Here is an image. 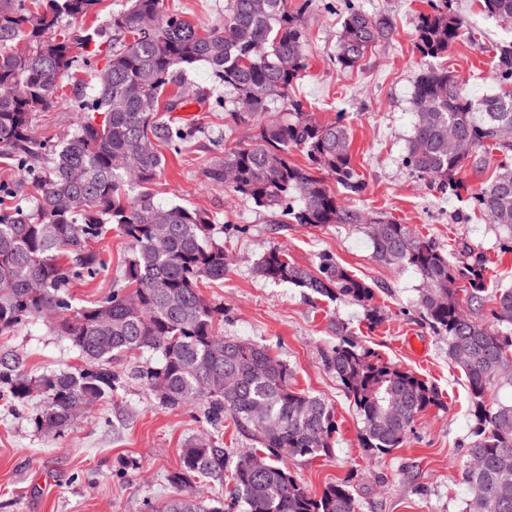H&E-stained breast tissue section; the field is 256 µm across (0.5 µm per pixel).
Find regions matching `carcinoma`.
<instances>
[{"label":"carcinoma","instance_id":"obj_1","mask_svg":"<svg viewBox=\"0 0 512 512\" xmlns=\"http://www.w3.org/2000/svg\"><path fill=\"white\" fill-rule=\"evenodd\" d=\"M102 0H0V154L13 157L36 182L33 209L7 200L21 185H0V333L48 316L57 335L70 341L83 365L30 377L0 373L9 397L38 399L35 424L48 434L61 432L90 399L114 395L127 380L145 385L165 408L200 409L219 432L229 415L261 451L231 460L221 438L183 449L180 469L168 473L176 490L166 512H357L347 483L311 495L291 475L288 463L329 454L336 433L334 409L321 397L297 390L288 365L266 347L224 336V305L202 287L224 279V242L212 234L210 216L181 205L160 207L146 188L160 176L165 159L158 146L173 151L191 128L170 116L184 107L177 92L160 102L165 90L181 84L197 64L209 66L213 86L200 100L221 102L231 95L227 118L248 125L282 104L287 117L260 126L255 143L236 146L216 158L209 178L228 184L257 206L276 208L294 224H367L374 258L392 268L410 267L423 282L421 307L430 326L448 337V357L465 375L476 424L467 456L481 468H465L470 491L466 512H512V404L487 400L488 389L512 370V288L495 291L490 321L479 316L490 291L482 260L466 242L451 256L417 236L407 225L345 204L331 184L353 195L365 184L351 162L350 129L342 117L322 123L289 88L306 70L305 2L227 0L224 19L203 29L180 15L162 11V0H130L112 15L108 30L71 34L65 19H84ZM491 17L512 21V0H483ZM148 19L152 30L142 29ZM463 22L450 0H439L420 15L416 47L438 58L462 36ZM393 19L346 6L333 60L345 71L368 51L392 39ZM119 46L106 56L110 80L93 67L95 93L73 94L80 113L74 134L60 144L31 134L37 113L62 98V79L83 61L92 63L102 44ZM500 92L471 98L460 79L445 68L418 75L412 97L414 130L405 164L421 179L451 193L466 168L481 173L492 146L512 155L500 132L512 128V47L501 50ZM154 145L147 146L149 140ZM302 152L307 166L290 161ZM82 181L73 179L75 171ZM140 189L132 195L134 189ZM471 202L490 223L512 230V164L502 163L471 193ZM117 228L131 244L122 279L112 293L76 308L67 293L75 280L104 270L91 240ZM255 274L288 283L330 300L368 309L374 288L329 253L309 269L268 248ZM159 354L158 364L124 373L112 370V357ZM363 423L362 445L379 454L399 448L416 417L437 404L438 393L415 373L380 358L371 349L343 339L326 355ZM219 485L234 483L229 503L201 500L187 491L189 478Z\"/></svg>","mask_w":512,"mask_h":512}]
</instances>
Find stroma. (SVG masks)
<instances>
[{"instance_id":"obj_1","label":"stroma","mask_w":512,"mask_h":512,"mask_svg":"<svg viewBox=\"0 0 512 512\" xmlns=\"http://www.w3.org/2000/svg\"><path fill=\"white\" fill-rule=\"evenodd\" d=\"M357 2L367 12L393 17L392 40L358 68L341 71L331 55L343 0H313L304 15L308 67L290 96L310 104L324 122L344 113L352 131V163L366 184L351 205L409 225L446 251L468 242L486 256L492 284L512 288V251L501 249L512 230L487 223L468 201L480 177L462 172L464 187L454 196L418 180L404 161L419 72L438 62L464 79L472 98L499 92L498 59L501 47L512 46V22L487 16L482 0H452L465 32L436 62L422 57L415 45L418 16L429 12L430 0ZM180 115L198 132L180 152H165L164 170L151 187L155 203L202 210L223 226L229 269L206 294L224 305L225 335L266 344L289 366L296 388L335 409L338 429L329 455L290 462L292 475L315 496L330 484L348 482L359 512H464L469 489L462 471L475 419L465 377L448 358L447 338L422 314L420 277L377 262L366 226L294 224L213 183L208 175L213 138L222 137L228 149L254 138L257 129L229 126L223 105L214 102L188 101ZM76 123V113L60 103L37 114L32 132L58 141L74 132ZM272 246L305 266L316 264L320 253H332L373 286L372 304L382 322L369 325L359 305L257 277L254 264ZM92 247L107 268L74 284L72 293L83 306L109 294L130 243L114 229ZM344 337L413 371L439 392V405L421 413L404 445L387 456L362 447L361 418L325 365L324 351ZM79 363L77 351L53 332L49 319L0 333V371L34 377ZM37 406L34 399L0 398V512H154L173 494L165 476L179 467L183 449L214 435L202 414L164 408L135 382L116 397L84 406L56 436L35 425Z\"/></svg>"}]
</instances>
